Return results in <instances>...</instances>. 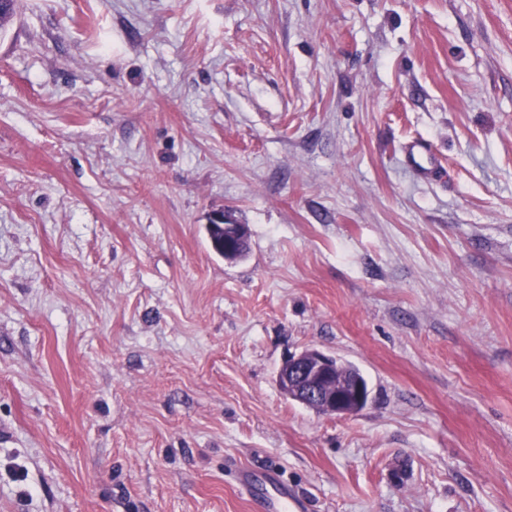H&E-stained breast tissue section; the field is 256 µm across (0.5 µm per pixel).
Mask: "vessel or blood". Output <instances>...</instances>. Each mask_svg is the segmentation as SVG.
I'll return each instance as SVG.
<instances>
[{"label": "vessel or blood", "instance_id": "1", "mask_svg": "<svg viewBox=\"0 0 512 512\" xmlns=\"http://www.w3.org/2000/svg\"><path fill=\"white\" fill-rule=\"evenodd\" d=\"M404 158L425 178L437 175L441 170L431 143L424 139L408 143ZM226 467L247 490L254 512H303V502L280 480L276 469L256 470L233 459L227 460Z\"/></svg>", "mask_w": 512, "mask_h": 512}]
</instances>
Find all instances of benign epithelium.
<instances>
[{"instance_id":"benign-epithelium-1","label":"benign epithelium","mask_w":512,"mask_h":512,"mask_svg":"<svg viewBox=\"0 0 512 512\" xmlns=\"http://www.w3.org/2000/svg\"><path fill=\"white\" fill-rule=\"evenodd\" d=\"M211 218L224 227V253L234 252L248 234L247 227L231 223V216L224 211L212 213ZM338 364L337 357L307 348L284 361L277 383L289 398L316 411L353 415L368 405L371 390L360 373L351 375L341 384L332 383Z\"/></svg>"}]
</instances>
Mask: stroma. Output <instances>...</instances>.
Listing matches in <instances>:
<instances>
[{
	"mask_svg": "<svg viewBox=\"0 0 512 512\" xmlns=\"http://www.w3.org/2000/svg\"><path fill=\"white\" fill-rule=\"evenodd\" d=\"M309 347L362 411L283 394ZM230 456L308 512H512V0H18L0 512H252ZM406 163L420 176L428 178L440 173L441 165L431 143L424 139L413 140L404 148ZM210 216L214 219L215 224H222L224 227V251L215 247V252L224 257V259L226 258V260L232 262L244 258L249 250V243L245 246L243 251L239 252L237 255L230 257H225L224 255L225 253H233L235 249L239 247L245 236L248 234L247 227L244 224H232L231 216L228 212H214Z\"/></svg>",
	"mask_w": 512,
	"mask_h": 512,
	"instance_id": "stroma-1",
	"label": "stroma"
}]
</instances>
